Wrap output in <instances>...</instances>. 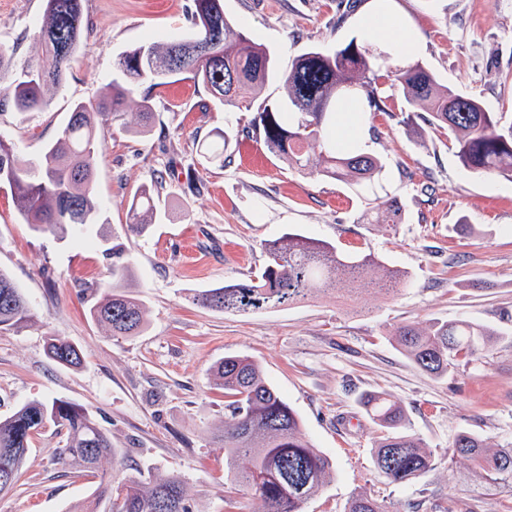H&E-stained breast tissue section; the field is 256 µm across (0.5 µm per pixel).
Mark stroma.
<instances>
[{
  "mask_svg": "<svg viewBox=\"0 0 512 512\" xmlns=\"http://www.w3.org/2000/svg\"><path fill=\"white\" fill-rule=\"evenodd\" d=\"M398 19L416 29V54L442 84L512 116V0H395ZM45 0H0V44L21 75L40 46L35 30ZM192 0H83L86 28L67 77L43 112L0 109V141L18 163L38 169L75 104L102 96L122 53L188 35ZM231 24L277 55L280 69L312 48L362 39L357 12L340 0H224ZM383 109L365 115V152L384 169L374 181L344 185L298 171L249 133L254 110L222 104L185 80L156 88L155 114L142 132L137 101L105 128L96 172L100 221L67 234L36 232L0 187V269L25 294L31 317L0 329V416L33 399L84 407L109 435V475L149 480L176 475L193 512H227L224 391L212 381L227 355L256 359L330 460L335 477L304 512H347L351 497L374 493L387 512H512V489L448 461L464 431L496 448L512 446V182L466 169L447 129L408 124L409 106L391 80L379 84ZM232 136L225 162L204 158L218 132ZM158 202L155 224L126 231L128 203L142 189ZM398 201L399 224H371L374 205ZM471 232H464V225ZM371 255L405 272L394 296L365 290L349 299L312 292L268 312L238 315L196 304L207 288L241 283L266 264L264 246L283 233ZM127 270L126 291L145 306L136 336L107 335L90 316L99 283ZM467 319L498 331L485 358L443 380L416 368L391 344L404 322ZM56 335L80 348L74 369L45 353ZM381 393L402 404L412 432L434 449L437 467L413 484L382 482L373 451L380 429L361 401ZM61 442L46 427L29 449L0 512H71L90 501L97 478L57 464Z\"/></svg>",
  "mask_w": 512,
  "mask_h": 512,
  "instance_id": "stroma-1",
  "label": "stroma"
}]
</instances>
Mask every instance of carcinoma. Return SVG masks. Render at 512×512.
<instances>
[{
    "label": "carcinoma",
    "mask_w": 512,
    "mask_h": 512,
    "mask_svg": "<svg viewBox=\"0 0 512 512\" xmlns=\"http://www.w3.org/2000/svg\"><path fill=\"white\" fill-rule=\"evenodd\" d=\"M195 31L189 38L153 43L126 52L115 63L117 77L110 96L74 106L57 140L48 145L43 166H19L0 141V185L9 188L16 207L37 232L57 234L97 223L93 184L102 161L99 140L104 126L121 120L129 100L140 98L144 124L153 119L150 93L159 86L190 78L218 101L232 105L247 94L257 95L266 83L281 82L285 104L263 100L252 121L267 151L289 164L344 183L370 181L382 171L375 157L336 145V111L347 96H356L369 110L381 109L377 80L381 73L402 88L412 107L407 122L419 118L446 126L454 137L464 167L495 173L512 181V120L488 111L483 103L441 84L419 62L398 66L386 52H375L352 40L329 51L312 49L291 60L279 74L267 48L235 30L224 16L223 0H193ZM84 30L82 0H46L36 31L41 54L30 61L24 76L12 77L9 48L0 44V106L18 112H42L49 100L44 90L66 78ZM319 149L316 155L311 150ZM397 202L379 209L373 220L399 224ZM156 203L147 191L133 196L127 230L142 233L153 223ZM267 262L256 279L201 290L193 300L208 308L249 314L264 303L291 304L311 291L345 287L348 293L373 288L396 294L408 287V276L369 256L344 254L335 245L296 233H285L265 246ZM377 276L367 280L369 270ZM126 269L112 268L111 280L100 285L103 298L92 319L111 336H137L145 328L142 301L123 291ZM30 318L27 300L11 276L0 270V328ZM497 332L466 319L433 321L425 326L406 322L391 336L395 349L436 379L462 363L478 361L491 351ZM48 356L67 367L81 365L79 348L50 336ZM224 389V467L232 485L226 496L259 499L265 512H303L304 504L334 478L332 464L308 441L296 413L266 381L248 356H226L213 368ZM371 420L384 429L376 445L375 465L391 485L405 486L435 469L436 457L422 438L411 432L403 407L380 394L366 397ZM63 435L56 449L58 463L79 472L96 473L102 459L115 455L108 434L82 406L67 400H31L11 415L0 417V495L13 488L35 435L48 424ZM463 458L472 472L491 484H512V448H490L481 437L460 433L448 449V462ZM248 461L238 468V461ZM192 512L184 481L176 476L144 483L136 477L101 476L93 501L78 512ZM348 512H385L372 493L360 491Z\"/></svg>",
    "instance_id": "1"
}]
</instances>
